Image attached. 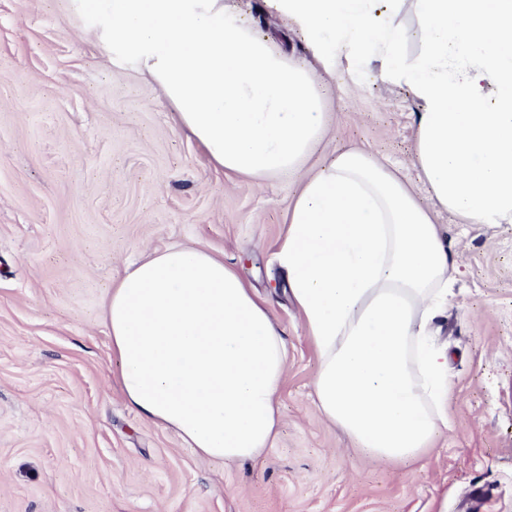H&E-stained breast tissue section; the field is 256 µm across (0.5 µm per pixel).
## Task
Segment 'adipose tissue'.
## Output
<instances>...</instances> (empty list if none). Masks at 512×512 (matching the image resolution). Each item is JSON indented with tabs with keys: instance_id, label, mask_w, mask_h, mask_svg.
Instances as JSON below:
<instances>
[{
	"instance_id": "adipose-tissue-1",
	"label": "adipose tissue",
	"mask_w": 512,
	"mask_h": 512,
	"mask_svg": "<svg viewBox=\"0 0 512 512\" xmlns=\"http://www.w3.org/2000/svg\"><path fill=\"white\" fill-rule=\"evenodd\" d=\"M71 5L223 173L263 180L307 162L328 118L317 69L375 62L421 102L415 160L433 206L364 150H339L303 182L276 251L315 354L318 414L370 460L416 463L453 429L434 332L457 262L433 211L512 225V0H269L308 38L314 68L225 0ZM104 323L139 414L209 458L244 463L272 447L287 344L222 251L171 245L126 263Z\"/></svg>"
}]
</instances>
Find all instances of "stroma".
I'll list each match as a JSON object with an SVG mask.
<instances>
[{"label":"stroma","mask_w":512,"mask_h":512,"mask_svg":"<svg viewBox=\"0 0 512 512\" xmlns=\"http://www.w3.org/2000/svg\"><path fill=\"white\" fill-rule=\"evenodd\" d=\"M228 2L314 65L267 0ZM85 25L70 0H0V512H512V225L437 216L460 270L437 338L454 429L409 467L364 458L317 413L275 257L304 174L338 148L421 189L420 101L375 65L322 73L328 133L303 172L226 176ZM173 242L223 251L285 333L280 433L258 460L199 456L119 393L106 297L128 260Z\"/></svg>","instance_id":"35a3bbf8"}]
</instances>
